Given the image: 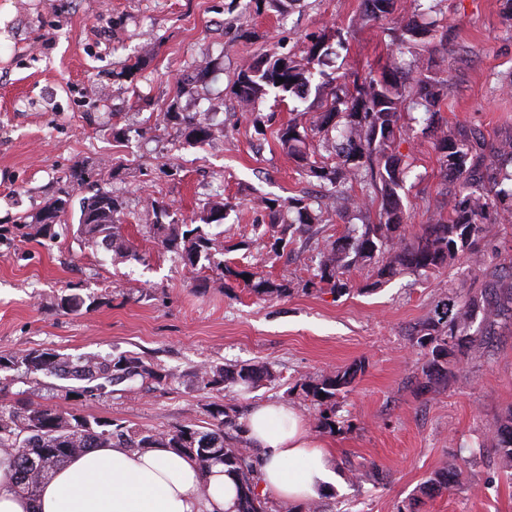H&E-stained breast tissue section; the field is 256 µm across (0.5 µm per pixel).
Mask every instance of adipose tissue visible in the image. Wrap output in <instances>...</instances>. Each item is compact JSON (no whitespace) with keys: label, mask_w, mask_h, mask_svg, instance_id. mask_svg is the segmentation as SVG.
I'll return each instance as SVG.
<instances>
[{"label":"adipose tissue","mask_w":512,"mask_h":512,"mask_svg":"<svg viewBox=\"0 0 512 512\" xmlns=\"http://www.w3.org/2000/svg\"><path fill=\"white\" fill-rule=\"evenodd\" d=\"M259 450V486L286 503L318 498L336 481L332 457L301 416L277 402L243 422ZM237 482L223 465L202 472L169 448H90L45 481L36 500L16 488L11 459L0 454V512H236Z\"/></svg>","instance_id":"obj_1"}]
</instances>
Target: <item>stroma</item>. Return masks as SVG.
I'll return each mask as SVG.
<instances>
[{
  "label": "stroma",
  "mask_w": 512,
  "mask_h": 512,
  "mask_svg": "<svg viewBox=\"0 0 512 512\" xmlns=\"http://www.w3.org/2000/svg\"><path fill=\"white\" fill-rule=\"evenodd\" d=\"M501 8L502 0H441L433 18L447 25L448 43L431 34L417 49L420 69L445 83L443 123L471 128L490 146L512 135V23ZM409 10L410 0H393L389 14L369 21L363 0H285L279 9L251 0H0V354L130 353L168 375L96 400L65 395L52 377L6 379L0 391L143 429L203 430L209 404L243 418L280 401L332 450L340 481L319 498L320 512H512V468L495 436L512 413V321L499 320L490 344L426 387L411 347L437 302L472 289L489 258L468 253L429 277L384 283L375 268L356 265L339 295L312 283L319 250L347 232L334 210L295 233L281 258L270 259L259 239L271 218L256 197L325 192L277 141L292 107L312 117L323 97L312 91L284 103L271 93L242 110L232 88L240 64L267 50L299 61L311 39L338 32L347 49L326 58L324 71L342 82L377 75L396 53L388 29ZM242 28L251 39L239 37ZM203 67V81L180 85ZM169 109L209 118L224 134L189 144ZM257 113L268 118L259 131ZM400 151L417 175L403 201L411 237L439 212L448 185L432 137L411 132ZM73 172L80 182L61 217L65 231L22 236L17 224L34 223ZM100 188L122 202L131 256L68 230ZM215 200L226 203L225 218L206 228L224 242L227 278L185 266L150 231L155 203L192 230ZM252 276L289 293L261 299ZM72 293L82 309L62 311L60 298ZM257 363L274 378L249 392L206 394L193 378L208 364ZM354 365V382L336 397L335 428L324 429L302 384ZM451 464V486L426 494Z\"/></svg>",
  "instance_id": "35a3bbf8"
}]
</instances>
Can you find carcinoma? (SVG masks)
Instances as JSON below:
<instances>
[{"label": "carcinoma", "mask_w": 512, "mask_h": 512, "mask_svg": "<svg viewBox=\"0 0 512 512\" xmlns=\"http://www.w3.org/2000/svg\"><path fill=\"white\" fill-rule=\"evenodd\" d=\"M390 33L392 41L405 49L414 48L424 35L411 17L395 22ZM330 50L326 38L320 37L308 47L305 65L287 56L254 57L240 67L233 82L238 102L248 107L271 90L281 99H302L315 77H320L317 89L326 91L327 111L313 117L308 127L295 119L288 121L277 131L280 144L288 155L303 161L308 131L321 133L322 149L336 157V166L328 169L310 164L308 174L329 182L336 198L358 214L368 209V203L381 200L383 221L355 226L350 234L321 252L316 274L319 283L334 293L346 292L344 275L354 265L374 266L383 278L404 273L427 275L476 250L481 243H492L497 225L512 215V171H503L494 158L485 157L484 142L476 133L464 129L449 132L439 125L441 84L416 70L414 64L393 57L381 77L356 75L351 83L339 88L335 78L309 67L315 61L322 62ZM281 78L285 82H279ZM405 109L420 114L414 121L423 122V130L433 134L441 170L453 177L447 213L440 212L433 223L422 225L411 241L403 233L400 192L405 190L412 163L403 160L396 144L406 134L400 124ZM167 115L191 130L196 143L210 140L217 132V126L207 120L178 112L169 111ZM355 185L360 190L358 195L352 194ZM70 188L71 176L67 175L58 187V197L45 206L39 223L20 224L17 229L25 230L24 236L33 239L51 235L52 223L65 213ZM257 203L273 215L295 213L294 220L271 225L274 242L270 252L276 256L292 241L294 233L312 228L317 221L302 197H261ZM121 206V201L108 191L84 199L76 235L89 245L105 246L116 256H126L129 247L115 224ZM152 228L164 249L184 256L193 268L203 261L211 264L216 255L224 253V244L215 235L201 231L191 238L177 224H154ZM251 289L265 297L288 293L283 285L261 279ZM502 317L512 319L511 290L504 294L486 287L478 295L467 293L438 301L433 315L421 323L413 343L422 378L430 382L448 375L450 360L460 362L474 345L487 339ZM476 319L480 327L473 331ZM11 371L32 382L42 375L53 376L69 382L67 393L90 399L110 395L113 386L126 381L131 382L128 390L133 391L137 381L160 383L168 378V374L134 354L86 353L74 357L48 348L0 355V373ZM357 372L358 368L349 367L304 384L317 402L321 426L330 429L335 424V408L326 402L348 388ZM193 377L201 390L211 392L224 388L226 383L250 388L273 374L263 364L239 368L216 364L195 370ZM210 416L213 423L204 431L185 425L146 430L108 417L59 411L49 405L1 402L0 453L14 462L19 492L34 500L41 484L83 450L112 442L140 451L174 448L192 458L203 472L222 464L236 475L237 512H266V502L255 493V460L237 437L243 431L242 424L222 405L212 406ZM496 436L499 454L512 463V413L497 427Z\"/></svg>", "instance_id": "carcinoma-1"}]
</instances>
